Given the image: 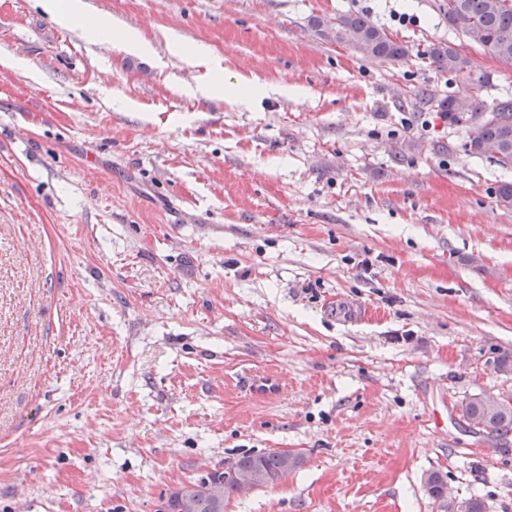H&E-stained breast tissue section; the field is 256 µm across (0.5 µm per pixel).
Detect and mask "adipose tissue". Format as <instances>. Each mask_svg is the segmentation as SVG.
<instances>
[{
	"label": "adipose tissue",
	"instance_id": "obj_1",
	"mask_svg": "<svg viewBox=\"0 0 512 512\" xmlns=\"http://www.w3.org/2000/svg\"><path fill=\"white\" fill-rule=\"evenodd\" d=\"M36 4L62 23H81L82 33L89 41L107 39L130 52H141L147 47L138 30L115 29L106 19L89 16L84 0H36Z\"/></svg>",
	"mask_w": 512,
	"mask_h": 512
}]
</instances>
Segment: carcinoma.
Wrapping results in <instances>:
<instances>
[{
  "label": "carcinoma",
  "instance_id": "cac0c4a2",
  "mask_svg": "<svg viewBox=\"0 0 512 512\" xmlns=\"http://www.w3.org/2000/svg\"><path fill=\"white\" fill-rule=\"evenodd\" d=\"M438 11L448 23V30L480 47L485 53L504 62H512V0H443ZM311 26L319 34L338 43L348 44L361 56L377 60L396 61L410 55L408 44L397 40L376 26L367 17L352 14L334 18H315ZM437 70L447 72L459 81L480 86L489 82V75L479 72L473 60L455 43H432L422 52ZM437 102L448 122L461 126L467 134V151L477 157L485 156L482 145L498 146L500 157L489 161L503 170L512 169V99L506 98L486 105L477 99L459 98L452 95L435 99L429 92L421 94L420 103ZM488 113L479 125L474 120ZM498 406L486 404L476 397L461 406L464 421L478 431L507 435L512 432V393L499 395ZM299 463L286 465L284 452L269 450L258 454H245L236 461L217 467L206 476L189 482L196 488L184 502L173 492L161 494L159 512H224V501L238 493L237 481L226 478L230 471L255 472V477L272 484L293 472ZM426 487L435 499L446 494L441 475L432 472L427 476ZM464 506V512H486L485 502L478 496L460 500L448 498V512H455V504Z\"/></svg>",
  "mask_w": 512,
  "mask_h": 512
}]
</instances>
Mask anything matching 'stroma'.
<instances>
[{
	"label": "stroma",
	"mask_w": 512,
	"mask_h": 512,
	"mask_svg": "<svg viewBox=\"0 0 512 512\" xmlns=\"http://www.w3.org/2000/svg\"><path fill=\"white\" fill-rule=\"evenodd\" d=\"M89 2L151 53L0 0V512H155L273 449L301 466L224 512H446L432 472L512 512V433L460 417L512 390V171L418 102L512 63L434 70L438 0ZM348 13L416 54L310 24ZM183 48L261 94L194 95ZM311 26L327 39L353 47L361 56L396 61L408 57L411 48L376 26L367 17L352 14L314 18Z\"/></svg>",
	"instance_id": "obj_1"
}]
</instances>
